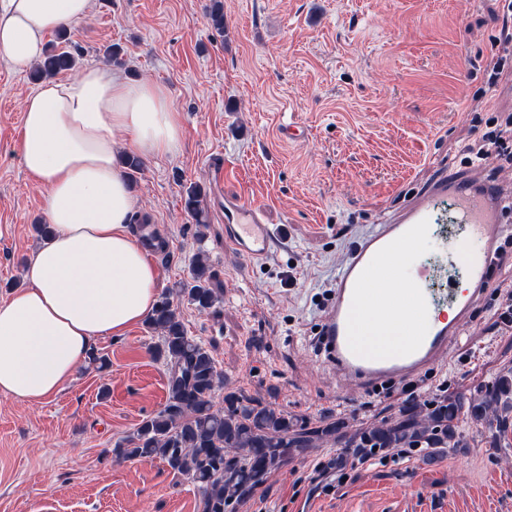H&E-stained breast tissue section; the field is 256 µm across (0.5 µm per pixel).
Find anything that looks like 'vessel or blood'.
Here are the masks:
<instances>
[{
    "instance_id": "vessel-or-blood-1",
    "label": "vessel or blood",
    "mask_w": 512,
    "mask_h": 512,
    "mask_svg": "<svg viewBox=\"0 0 512 512\" xmlns=\"http://www.w3.org/2000/svg\"><path fill=\"white\" fill-rule=\"evenodd\" d=\"M502 183L482 173L438 177L424 189L408 194L383 223L374 225L351 249L340 268L319 334L323 352L341 381L358 390L415 379L434 368L460 336L490 286L500 246L512 240V214L502 208ZM451 211L462 235L479 244L466 262L468 286H449L452 318L429 320L423 285L429 267L416 271V282L402 286L399 267L417 252L433 224ZM224 240L243 259L261 262L277 245V235L263 209L245 196L224 199ZM383 319L403 317L411 340L403 346L361 343V314Z\"/></svg>"
}]
</instances>
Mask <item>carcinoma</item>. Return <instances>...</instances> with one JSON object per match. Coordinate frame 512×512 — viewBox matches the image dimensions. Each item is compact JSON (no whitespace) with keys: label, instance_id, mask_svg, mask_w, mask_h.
<instances>
[{"label":"carcinoma","instance_id":"1","mask_svg":"<svg viewBox=\"0 0 512 512\" xmlns=\"http://www.w3.org/2000/svg\"><path fill=\"white\" fill-rule=\"evenodd\" d=\"M75 65L71 52L55 47L37 63L33 76L53 78ZM218 293L208 266L196 257L189 279L178 284L176 294L206 311L215 306ZM147 327L160 332L157 354L168 365L166 404L143 419L112 453L118 460L161 458L174 476L201 489L200 512H228L231 504L247 500L286 458L340 430L338 421L310 428L283 410L226 390L224 374L209 350L188 336L170 298L159 300ZM219 389L224 390L222 407L213 402ZM465 415L485 424L489 433L498 432L512 416V368L470 398L411 403L397 420L356 432L346 441L340 461L387 448H464L457 428Z\"/></svg>","mask_w":512,"mask_h":512}]
</instances>
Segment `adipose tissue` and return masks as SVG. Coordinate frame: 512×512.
<instances>
[{
	"mask_svg": "<svg viewBox=\"0 0 512 512\" xmlns=\"http://www.w3.org/2000/svg\"><path fill=\"white\" fill-rule=\"evenodd\" d=\"M93 0H0V59L25 72L45 37L87 18ZM146 157L174 153L181 119L160 85L108 67L42 84L23 102L18 151L46 189L50 233L26 287L0 302V394L55 398L104 336H121L157 303V274L129 226L138 210L117 160L118 134Z\"/></svg>",
	"mask_w": 512,
	"mask_h": 512,
	"instance_id": "1",
	"label": "adipose tissue"
}]
</instances>
